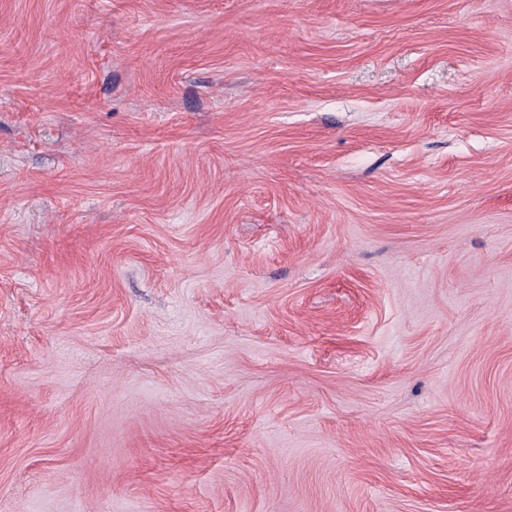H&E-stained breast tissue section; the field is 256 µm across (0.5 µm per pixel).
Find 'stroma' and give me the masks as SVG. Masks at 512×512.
<instances>
[{
	"mask_svg": "<svg viewBox=\"0 0 512 512\" xmlns=\"http://www.w3.org/2000/svg\"><path fill=\"white\" fill-rule=\"evenodd\" d=\"M0 512H512V0H0Z\"/></svg>",
	"mask_w": 512,
	"mask_h": 512,
	"instance_id": "35a3bbf8",
	"label": "stroma"
}]
</instances>
